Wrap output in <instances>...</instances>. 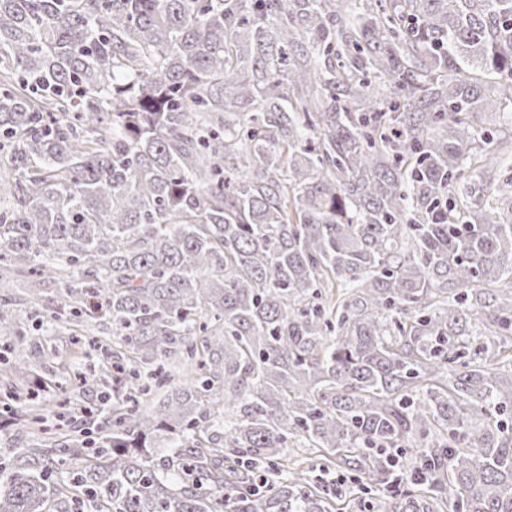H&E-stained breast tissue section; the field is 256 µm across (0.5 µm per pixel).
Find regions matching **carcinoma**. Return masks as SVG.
<instances>
[{
  "label": "carcinoma",
  "instance_id": "cac0c4a2",
  "mask_svg": "<svg viewBox=\"0 0 512 512\" xmlns=\"http://www.w3.org/2000/svg\"><path fill=\"white\" fill-rule=\"evenodd\" d=\"M364 2L0 0V273L120 345L0 512H330L295 446L512 512V193L452 191L512 161V0Z\"/></svg>",
  "mask_w": 512,
  "mask_h": 512
}]
</instances>
